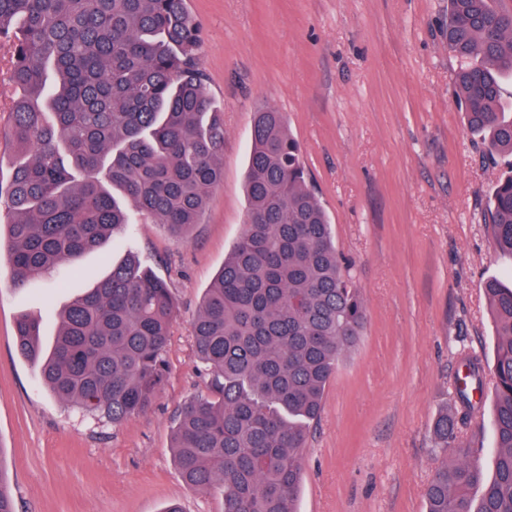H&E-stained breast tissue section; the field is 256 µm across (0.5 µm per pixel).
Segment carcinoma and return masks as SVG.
<instances>
[{"label": "carcinoma", "mask_w": 512, "mask_h": 512, "mask_svg": "<svg viewBox=\"0 0 512 512\" xmlns=\"http://www.w3.org/2000/svg\"><path fill=\"white\" fill-rule=\"evenodd\" d=\"M454 98L488 158L512 157V10L448 0ZM202 31L185 0H0L8 47L12 174L0 183L16 287L113 240L132 221L185 234L224 179V109L207 92ZM244 231L193 320L208 394L178 412L171 447L185 483L223 491V512H299L303 461L324 395L362 335L366 309L282 113H254ZM495 247L512 254V173L489 199ZM41 364L59 400L114 424L144 412L164 384L175 304L131 253L96 287L75 280ZM496 326L495 446L486 479L459 424L479 411L481 356L463 353L459 411L434 424L451 459L425 487L427 512H512V286L485 284ZM16 345L39 360L38 324Z\"/></svg>", "instance_id": "obj_1"}]
</instances>
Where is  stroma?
Returning <instances> with one entry per match:
<instances>
[{
  "label": "stroma",
  "mask_w": 512,
  "mask_h": 512,
  "mask_svg": "<svg viewBox=\"0 0 512 512\" xmlns=\"http://www.w3.org/2000/svg\"><path fill=\"white\" fill-rule=\"evenodd\" d=\"M203 31L207 91L224 107V181L188 240L161 224L126 225L77 265L13 287L0 268V464L17 512H222L220 487L183 482L174 418L206 393L192 319L244 229L253 114L282 112L337 247L354 262L367 323L340 364L304 458L300 512H426L444 458L433 426L454 410L461 354L494 363L484 284L512 281L486 209L497 178L453 100L458 59L445 40L448 0H186ZM167 282L178 310L167 379L152 405L112 425L56 399L16 348L20 317L51 348L64 283L94 287L126 249ZM462 433L483 463L494 447L493 397Z\"/></svg>",
  "instance_id": "obj_1"
}]
</instances>
